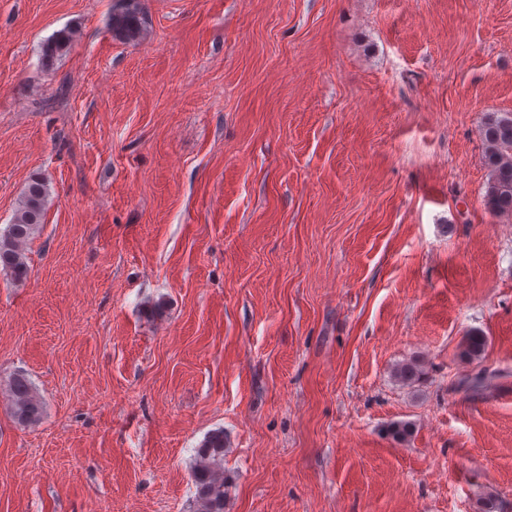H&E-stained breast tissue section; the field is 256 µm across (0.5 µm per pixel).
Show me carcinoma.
Wrapping results in <instances>:
<instances>
[{"mask_svg": "<svg viewBox=\"0 0 512 512\" xmlns=\"http://www.w3.org/2000/svg\"><path fill=\"white\" fill-rule=\"evenodd\" d=\"M112 26L129 41L143 29V17L136 0H121L112 16ZM70 28L55 32L41 46V56L52 62L65 54L74 42ZM485 161L490 168L486 191L489 209L494 213L512 215V114L492 115L483 128ZM50 197L47 180L38 174L30 177L15 210L11 224L0 230V271L15 281L25 280L29 273L25 248L43 223ZM484 337L475 332L464 340V353L470 359L481 357ZM11 413L22 425H34L44 415V403L30 381L16 376L10 386ZM196 465L192 473L197 512H224V431L207 434L196 449Z\"/></svg>", "mask_w": 512, "mask_h": 512, "instance_id": "cac0c4a2", "label": "carcinoma"}]
</instances>
